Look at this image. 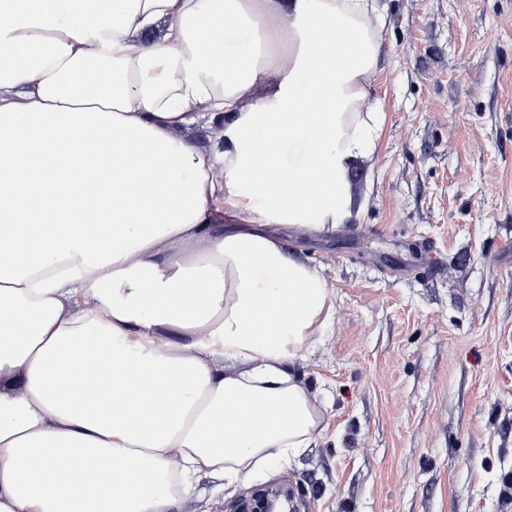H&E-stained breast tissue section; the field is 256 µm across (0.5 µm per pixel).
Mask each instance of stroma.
Instances as JSON below:
<instances>
[{
  "label": "stroma",
  "mask_w": 512,
  "mask_h": 512,
  "mask_svg": "<svg viewBox=\"0 0 512 512\" xmlns=\"http://www.w3.org/2000/svg\"><path fill=\"white\" fill-rule=\"evenodd\" d=\"M374 151L351 217L285 249L321 269L332 320L299 361L325 417L289 467L176 512H512V0H379Z\"/></svg>",
  "instance_id": "1"
}]
</instances>
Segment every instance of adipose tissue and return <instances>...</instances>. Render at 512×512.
Masks as SVG:
<instances>
[{"instance_id": "1", "label": "adipose tissue", "mask_w": 512, "mask_h": 512, "mask_svg": "<svg viewBox=\"0 0 512 512\" xmlns=\"http://www.w3.org/2000/svg\"><path fill=\"white\" fill-rule=\"evenodd\" d=\"M378 14L0 0V512H171L315 441L295 364L330 293L267 227L349 218Z\"/></svg>"}]
</instances>
